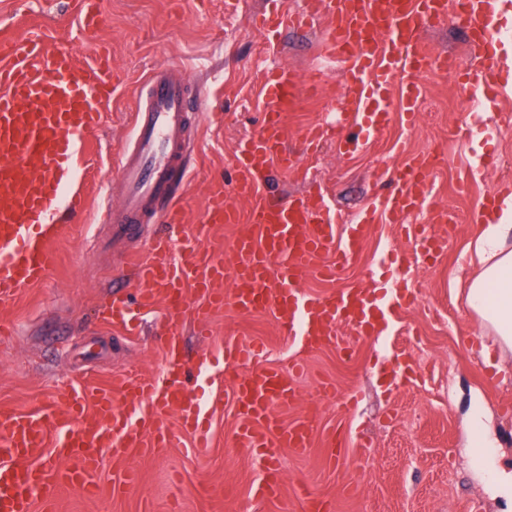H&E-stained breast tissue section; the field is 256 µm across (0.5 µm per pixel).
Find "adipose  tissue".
<instances>
[{"label": "adipose tissue", "instance_id": "obj_1", "mask_svg": "<svg viewBox=\"0 0 512 512\" xmlns=\"http://www.w3.org/2000/svg\"><path fill=\"white\" fill-rule=\"evenodd\" d=\"M471 247L477 262L467 300L482 327L500 346L512 348V192L504 193L492 222L478 225Z\"/></svg>", "mask_w": 512, "mask_h": 512}]
</instances>
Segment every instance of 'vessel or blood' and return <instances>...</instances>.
Instances as JSON below:
<instances>
[{"mask_svg":"<svg viewBox=\"0 0 512 512\" xmlns=\"http://www.w3.org/2000/svg\"><path fill=\"white\" fill-rule=\"evenodd\" d=\"M463 29L477 47L480 61L452 67L447 55L431 56L422 40L429 22L444 19L447 0H306L291 15L268 14L256 22L267 33L282 26L310 27L325 16L321 44L324 55L343 67L344 106L336 127L344 131L345 152L358 151L391 121L389 89L399 84L408 124H415L423 93L420 76L454 71L466 90L485 96L505 84L500 58L504 36L512 29V0H459ZM122 80L109 55L92 64L79 63L73 49L49 47L34 37L0 39V307L11 304L25 288L41 284L54 264L52 243L80 220L88 198L63 188L75 169L79 152L99 127L105 105ZM306 88L297 73L281 65L262 79L265 112L259 132L241 140L233 153L235 195L223 183L206 187L207 205L199 224H237L241 230L230 251H203L199 238L145 236L147 225L181 224L185 216L171 204L174 186L186 173L187 155L200 140L203 91L175 64L155 71L142 88L132 111V135L119 159L123 188L118 204L105 206L102 223L111 225L118 240L147 239L148 256L138 250L121 252L122 262L139 289V302L121 296L99 319L125 335L139 333L140 310L163 300L172 333L164 371L146 380L121 379L109 387L77 385L59 398L28 412L0 409V512H33L34 501L54 503L69 488L102 495L98 475L107 459L140 450L149 454L171 447L172 437L159 423L178 414L183 431L195 445L207 447L208 420L190 408L176 354L177 329L186 310H193L199 333L208 330L212 310L232 305L250 313L270 309L285 335L311 350L337 343L341 327L356 338L378 335L386 312H401L418 299L411 268L400 263L394 276L383 267L366 271L359 285L314 296L301 286L311 269L335 279L341 266L356 258L370 224H400L425 255L441 252L442 239L431 226L453 224L455 214L430 211V225L410 226L413 213L431 198V177L439 166L433 153L408 155L398 167L395 188L374 196L357 223L344 216L310 187L299 196L273 197L267 187L273 167L294 170L296 156L284 145V115L297 107ZM246 201L240 212L236 199ZM335 264L323 265L326 253ZM231 289H224V282ZM202 301L189 308L186 289ZM261 345L244 342L225 351V371L235 372L226 396H214L211 408L235 402L242 418L235 444L266 462L252 487L254 498H278L281 449L307 455L315 435L314 416L281 425L277 411L293 404L297 390L292 375L261 365Z\"/></svg>","mask_w":512,"mask_h":512,"instance_id":"1","label":"vessel or blood"}]
</instances>
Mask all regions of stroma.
Listing matches in <instances>:
<instances>
[{
  "label": "stroma",
  "mask_w": 512,
  "mask_h": 512,
  "mask_svg": "<svg viewBox=\"0 0 512 512\" xmlns=\"http://www.w3.org/2000/svg\"><path fill=\"white\" fill-rule=\"evenodd\" d=\"M77 0H0V35L22 39L40 33L47 44L72 47L81 59L94 58L100 45L112 48V63L125 77L120 97L106 108L94 139V152L80 160L68 191L81 188L99 194L101 202L117 201L121 185L116 164L131 131V107L143 83L159 68L179 64L192 80L210 86L201 151L193 159L189 185L178 205L190 217L204 207L205 182L213 179L233 186L232 153L238 142L256 134L263 103L257 87L273 67L292 66L301 78L322 71V87L305 96L299 111L286 116L288 150L302 147V135L312 126H327L342 107L337 66L323 64L320 43L324 18L306 30L282 29L274 37L256 29L253 16L265 11L294 12L302 0H102L103 24L84 30ZM423 40L435 54H457L471 61L472 49L455 20L426 27ZM429 110L415 126L395 112L391 126L360 151H339L335 134H326L313 154H303L306 177L274 170V192L303 193L309 184L322 187L336 207L355 213L368 197L387 192L374 181L384 168L401 163L410 153L426 150L433 139L447 148L434 175V199L459 217L449 252L421 261L415 278L419 301L392 316L377 336L352 341L350 357L336 347L303 352L282 333L272 310L240 315L233 308L216 311L208 334H197L192 315L182 321L180 344L192 403L206 404L224 378V346L254 339L265 344L267 366L288 371L292 358L305 356L298 376L300 400L280 410L283 421L320 405L317 437L308 455L281 450L283 487L274 501L254 499L251 488L261 475L257 456L235 447L239 422L231 403L211 418V443L196 452L192 435L180 432L177 415L162 420L176 433L178 445L155 455L130 451L110 462L101 476L111 482L116 471L134 467L137 483L93 496L80 489L66 492L52 512H301L293 496L306 485L333 500L334 512H456L457 503L472 499L480 512H512V499L498 491L500 480H512V349L491 347L481 334L478 315L467 305L459 270L469 261L467 250L483 197L512 188V83L483 106V122L473 124L467 143L454 131L461 91L454 80L434 75L423 82ZM496 146L500 164L484 167L481 156ZM55 263L45 281L23 289L0 318L13 323L14 333L0 336V407L21 412L56 397L69 386L86 381L108 385L114 379H144L158 375L164 361L168 324L162 304L145 312L137 336L99 326L95 313L112 298L120 269L112 256V227L101 223L100 209L91 205L84 219L69 225L53 246ZM415 243L395 224L372 227L357 260L335 281L307 275V292L324 295L356 285L365 270L390 252L410 256ZM414 361L406 385L390 386L386 370ZM337 395L356 393L357 405L340 414L335 401L323 399L322 384ZM480 420L490 450L486 466H478L470 449L475 442L473 420ZM340 429L346 450L335 464L325 462L326 434ZM373 440L371 449L357 447L361 435Z\"/></svg>",
  "instance_id": "stroma-1"
}]
</instances>
